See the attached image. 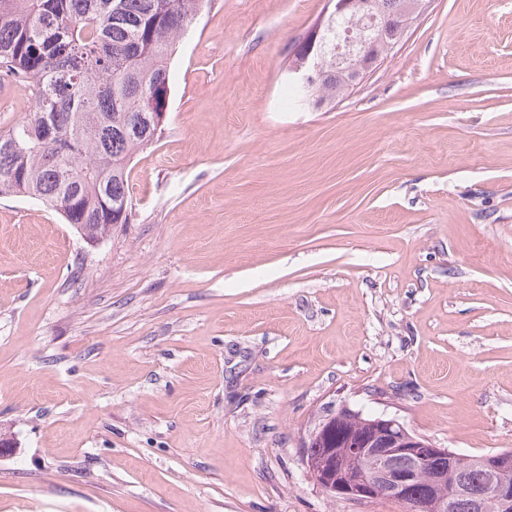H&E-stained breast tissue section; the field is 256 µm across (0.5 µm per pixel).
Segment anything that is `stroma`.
<instances>
[{
	"label": "stroma",
	"instance_id": "obj_1",
	"mask_svg": "<svg viewBox=\"0 0 512 512\" xmlns=\"http://www.w3.org/2000/svg\"><path fill=\"white\" fill-rule=\"evenodd\" d=\"M326 0H211L97 245L0 196V512H407L308 434L396 416L512 449V0H429L357 88L290 101ZM359 415H361L359 413ZM358 414H352L351 412L344 413L341 410L340 419L338 424L335 414L328 415L318 427L311 433V450L308 455V461L310 463H316L323 455H325V446L321 445L322 441L325 443L329 433L336 426V430L330 437L329 443L335 445L336 455L338 456V463L342 466L350 465V460L343 455L345 444L348 438H368L375 434V429L371 425V418L367 415L359 416ZM319 446V448H318Z\"/></svg>",
	"mask_w": 512,
	"mask_h": 512
}]
</instances>
